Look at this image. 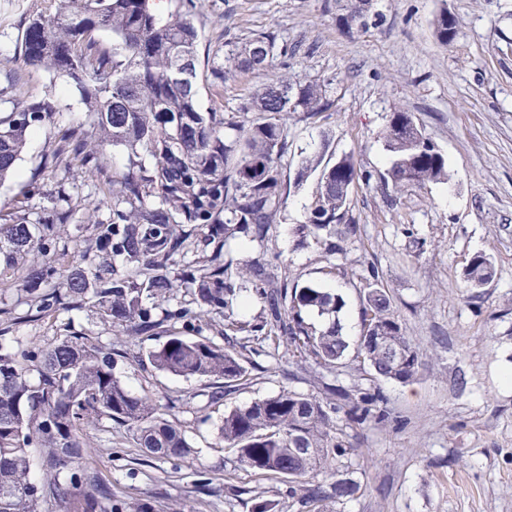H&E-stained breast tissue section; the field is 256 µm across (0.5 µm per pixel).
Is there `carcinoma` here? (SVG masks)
Returning <instances> with one entry per match:
<instances>
[{
    "label": "carcinoma",
    "mask_w": 512,
    "mask_h": 512,
    "mask_svg": "<svg viewBox=\"0 0 512 512\" xmlns=\"http://www.w3.org/2000/svg\"><path fill=\"white\" fill-rule=\"evenodd\" d=\"M53 2L54 12L29 17L19 55L25 65L74 84L86 115L85 124L59 131L62 146L45 156L43 171H100V155L86 149V125L102 143L127 149V167L97 185L103 197L112 199V213L95 221V245L112 254V265L56 267L57 225L71 223L74 216V209L63 205L67 197L60 190L36 220L24 201L8 218L0 217V279L11 278L24 289L38 316L90 297L112 324L136 336L158 328L156 302L180 282L194 288L195 307L170 309L167 319L190 326L206 313H221L229 343L238 334L259 336L277 347L286 343L331 372L346 367L350 344L342 334L344 302L339 294L290 282L288 273L279 275L259 262L245 265L236 280L229 274L234 261L224 251L226 238L235 234L261 244L268 240L281 205L285 120L292 114L310 119L330 106L322 85L266 84L246 107L250 118L226 122L198 101L195 0H185L183 9L165 20L150 0ZM101 32L112 34L110 55L97 40ZM456 33L457 25H448V13H442L436 23L439 41L451 42ZM280 57L287 65L288 45H278L275 32L255 34L213 69V85L222 87L238 72L271 68ZM53 111L51 98L42 97L0 113V179L20 159L28 131L49 120ZM225 128L234 134L223 133ZM385 147L392 155L390 178L396 188L447 176L444 154L406 112L392 114ZM143 152L151 165H145ZM315 171L318 192L307 223L295 234L302 245L311 238L327 255H343L356 231L349 215L351 191L357 180L368 183L372 175L358 172L348 155L329 166L313 154L298 165L296 184ZM197 229L202 231L201 255L171 275L173 258L184 253ZM117 263L136 267L138 275L118 273L113 268ZM492 276L486 255L469 260L465 277L471 287H484ZM241 280L262 304L255 323L235 318ZM312 314L324 318L323 328L308 322ZM360 318L372 334L391 337L410 363L399 370L383 347L362 339L356 358L377 377L410 380L418 372V353L395 317L375 267L362 291ZM147 360L174 376L222 378L226 387L246 376L236 352L186 336L168 337L147 353ZM31 370L37 373L34 382L28 378ZM382 401L376 388L328 384L323 400L283 390L224 414L220 434L237 449L244 467L293 483L352 449L336 424L339 409L349 422L361 425ZM103 419L131 427L137 444L153 458L180 459L192 452L185 431L158 416L149 398L134 396L121 384L112 353L71 339L24 353L20 361L0 353V512H38L41 500L64 501L85 486L83 512H127L125 501L80 466L87 454L82 430ZM31 447L42 450L46 482L41 487L32 474ZM358 490L346 478L336 480L329 493L319 485L303 488L313 503L330 496L343 500Z\"/></svg>",
    "instance_id": "cac0c4a2"
}]
</instances>
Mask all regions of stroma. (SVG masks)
Segmentation results:
<instances>
[{"mask_svg":"<svg viewBox=\"0 0 512 512\" xmlns=\"http://www.w3.org/2000/svg\"><path fill=\"white\" fill-rule=\"evenodd\" d=\"M51 0H0V66L19 70V87L0 78V112L27 97L50 96V122L33 128L15 172L0 182V214L20 200L44 205L66 188L78 205V221L58 228L62 265L80 268L110 262L92 247V219L108 217L111 201L94 186L123 168L128 152L108 147L99 176L78 171L65 182L40 174L57 147L56 134L81 121L79 91L51 73L23 65L18 39L29 15L49 10ZM358 0H201L197 82L202 108L228 121L263 84L288 79L324 84L331 107L311 120L289 118L288 155L280 171L283 203L268 242L231 243L235 263L280 258L288 276L342 296V332L356 342L363 332L360 291L370 267H378L395 315L413 341L419 371L413 381L374 378L359 361L340 377L308 365L288 345L243 351L247 374L239 385L211 399L212 385L160 372L149 350L182 323L165 312L188 305L192 288H176L156 309L154 334L118 332L92 301L46 315L30 314L27 293L0 288V330L13 354L37 351L65 339L116 351L115 373L131 394L150 397L166 419L185 430L193 451L176 461L147 457L132 429L110 420L83 430L85 465L129 505L147 501L152 512H252L270 499L280 512H311L302 492L287 482L243 467L218 428L225 413L288 389L322 397L325 383L380 389L388 420L336 423L354 445L332 468L309 473L307 482L331 485L344 474L360 486L353 498L328 501L329 512H512V0H370L363 18L352 19ZM458 21L449 44L435 36L441 12ZM260 31L276 32L292 48L287 65L264 74L241 72L223 88L212 68L230 43ZM410 113L447 159L442 183L388 185L384 134L393 112ZM323 152L327 161L349 155L370 182H356L350 213L357 233L341 258L342 271L327 274L331 259L315 244L299 245L318 178L296 184L301 158ZM39 195H31L32 185ZM490 257L495 274L484 287H467L469 259ZM208 478L199 489V478Z\"/></svg>","mask_w":512,"mask_h":512,"instance_id":"35a3bbf8","label":"stroma"}]
</instances>
